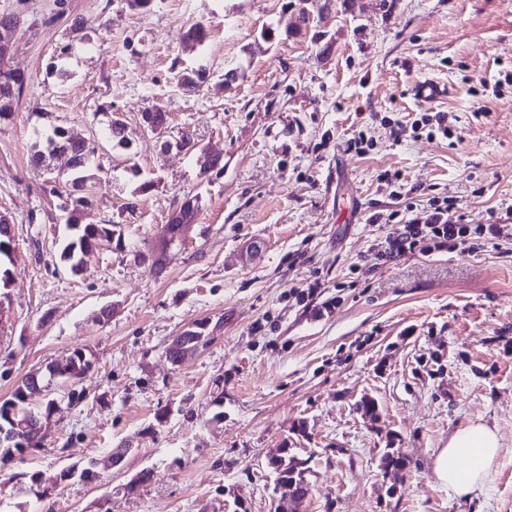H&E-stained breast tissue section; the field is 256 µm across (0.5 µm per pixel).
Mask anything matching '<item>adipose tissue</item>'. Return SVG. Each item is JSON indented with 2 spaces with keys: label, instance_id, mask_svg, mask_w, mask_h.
Wrapping results in <instances>:
<instances>
[{
  "label": "adipose tissue",
  "instance_id": "adipose-tissue-1",
  "mask_svg": "<svg viewBox=\"0 0 512 512\" xmlns=\"http://www.w3.org/2000/svg\"><path fill=\"white\" fill-rule=\"evenodd\" d=\"M501 452L496 430L483 422L471 421L456 428L433 461L436 482L457 497L482 492L491 480Z\"/></svg>",
  "mask_w": 512,
  "mask_h": 512
}]
</instances>
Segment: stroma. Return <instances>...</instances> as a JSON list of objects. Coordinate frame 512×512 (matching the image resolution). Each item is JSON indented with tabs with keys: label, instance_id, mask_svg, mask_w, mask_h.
<instances>
[{
	"label": "stroma",
	"instance_id": "1",
	"mask_svg": "<svg viewBox=\"0 0 512 512\" xmlns=\"http://www.w3.org/2000/svg\"><path fill=\"white\" fill-rule=\"evenodd\" d=\"M322 2L0 0L22 19L7 66L27 76L0 120V402L39 375L23 408L45 432L0 458V512H275L267 459L282 448L308 462L297 512H512V239L380 258L412 186L415 219L435 197L465 224L512 216V0ZM197 22L209 37L184 49ZM423 80L447 95L415 101ZM155 106L172 139L190 134L220 168L163 148L142 122ZM438 112L449 137L413 130ZM115 115L131 149L104 136ZM57 129L100 141L78 222L116 229L76 272L59 194L69 158L32 161ZM188 196L187 237L162 269L142 262ZM193 326L203 346L172 362ZM77 351L86 376H50ZM470 420L502 452L466 500L432 462ZM390 448L404 474L383 469Z\"/></svg>",
	"mask_w": 512,
	"mask_h": 512
}]
</instances>
